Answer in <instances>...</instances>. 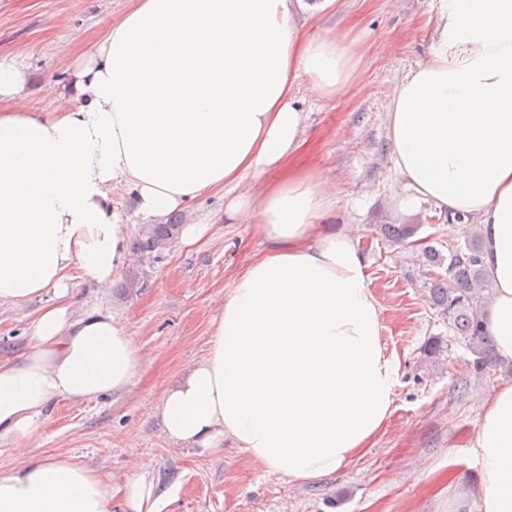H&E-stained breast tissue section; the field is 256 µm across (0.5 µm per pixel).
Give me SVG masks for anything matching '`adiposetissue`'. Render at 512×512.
<instances>
[{
  "mask_svg": "<svg viewBox=\"0 0 512 512\" xmlns=\"http://www.w3.org/2000/svg\"><path fill=\"white\" fill-rule=\"evenodd\" d=\"M441 49L399 84L395 170L410 194L472 217L493 286L486 326L512 366V0H445ZM321 98L351 78L336 38L311 39L293 0H136L49 108L24 106L26 76L0 61V306L64 296L71 278L110 287L132 262L116 191L154 222L217 189L268 243L217 305L206 355L160 404L177 448L232 441L291 482L330 475L370 447L391 413L398 367L359 242L324 233L333 204L305 147L294 85ZM259 195H236L246 176ZM142 348L116 315L47 305L22 360L0 361V435L24 440L58 400L128 388ZM480 512H512V385L469 435ZM112 484L63 457L0 473V512H111Z\"/></svg>",
  "mask_w": 512,
  "mask_h": 512,
  "instance_id": "1",
  "label": "adipose tissue"
}]
</instances>
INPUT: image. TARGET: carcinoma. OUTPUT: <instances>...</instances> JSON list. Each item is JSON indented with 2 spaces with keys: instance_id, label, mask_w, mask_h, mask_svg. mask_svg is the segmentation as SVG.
<instances>
[{
  "instance_id": "1",
  "label": "carcinoma",
  "mask_w": 512,
  "mask_h": 512,
  "mask_svg": "<svg viewBox=\"0 0 512 512\" xmlns=\"http://www.w3.org/2000/svg\"><path fill=\"white\" fill-rule=\"evenodd\" d=\"M417 224H382V230L396 240L415 235ZM178 224H150L136 240L140 254L159 253L170 246L179 233ZM482 234L470 227L465 243L448 250L443 256L428 248L431 262L445 267V275L436 278L429 288L430 302L448 320L453 332L462 337L474 356L473 366L479 371L497 365L495 348L484 329V310L490 285L482 258Z\"/></svg>"
}]
</instances>
